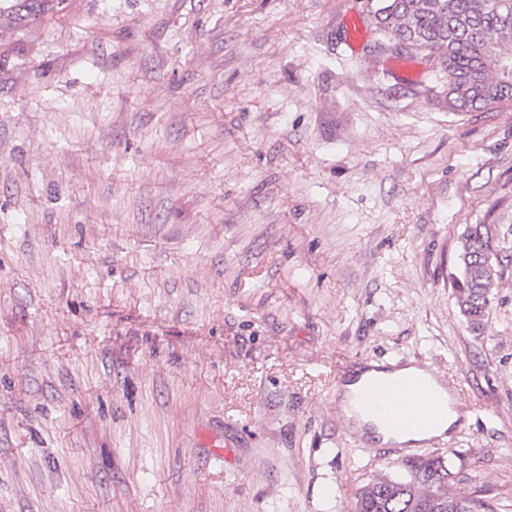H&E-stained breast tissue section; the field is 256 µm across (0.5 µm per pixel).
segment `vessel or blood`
Instances as JSON below:
<instances>
[{
	"instance_id": "vessel-or-blood-1",
	"label": "vessel or blood",
	"mask_w": 512,
	"mask_h": 512,
	"mask_svg": "<svg viewBox=\"0 0 512 512\" xmlns=\"http://www.w3.org/2000/svg\"><path fill=\"white\" fill-rule=\"evenodd\" d=\"M362 410L397 430L401 416H410L418 427L427 428L447 417L453 399L439 395L427 378L375 379L363 383L357 392Z\"/></svg>"
}]
</instances>
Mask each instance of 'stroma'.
Returning a JSON list of instances; mask_svg holds the SVG:
<instances>
[{"instance_id":"1","label":"stroma","mask_w":512,"mask_h":512,"mask_svg":"<svg viewBox=\"0 0 512 512\" xmlns=\"http://www.w3.org/2000/svg\"><path fill=\"white\" fill-rule=\"evenodd\" d=\"M376 4L69 0L0 44V512H352L427 454L512 512V102L351 44ZM364 359L477 417L368 441L334 380ZM493 249L488 232L481 225L470 228L460 242L456 264L458 275L453 279V293L469 326L478 330L489 314L493 289L497 287L498 271L492 262Z\"/></svg>"}]
</instances>
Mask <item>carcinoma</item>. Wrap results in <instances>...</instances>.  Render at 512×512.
<instances>
[{
	"label": "carcinoma",
	"mask_w": 512,
	"mask_h": 512,
	"mask_svg": "<svg viewBox=\"0 0 512 512\" xmlns=\"http://www.w3.org/2000/svg\"><path fill=\"white\" fill-rule=\"evenodd\" d=\"M31 11L5 9L0 0V39L21 27L42 22L65 9L67 0H24ZM370 28L381 36L378 44L400 42L409 53L425 52L438 61L447 79L446 101L454 112H471L512 101V79L499 69L512 61V3L508 0H378ZM493 249L482 226L470 228L460 242L453 293L469 326L478 330L489 314L498 271ZM409 478L379 479L360 489L354 512H495L489 498L466 495L449 486V473L439 457L417 458L408 464ZM447 485L437 497L434 483Z\"/></svg>",
	"instance_id": "cac0c4a2"
}]
</instances>
